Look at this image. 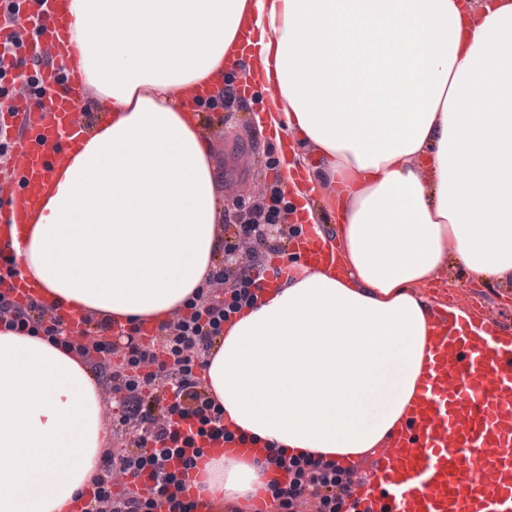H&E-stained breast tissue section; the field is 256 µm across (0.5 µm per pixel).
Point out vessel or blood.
Wrapping results in <instances>:
<instances>
[{
  "mask_svg": "<svg viewBox=\"0 0 512 512\" xmlns=\"http://www.w3.org/2000/svg\"><path fill=\"white\" fill-rule=\"evenodd\" d=\"M68 11L69 0H28L48 53L70 54L56 26ZM40 79L47 103L21 98L0 126V136L16 151L22 180L18 186L0 182V253L22 247L12 230L25 224L42 195L51 148L82 127L73 66L41 72ZM297 251L316 266L331 258L311 228ZM6 294L22 306L44 299L19 269ZM434 318L437 338L411 421L392 443L355 463L358 483L348 512H512V333L465 303L454 312L437 307ZM65 323L73 344L101 337L83 314L69 313Z\"/></svg>",
  "mask_w": 512,
  "mask_h": 512,
  "instance_id": "vessel-or-blood-1",
  "label": "vessel or blood"
}]
</instances>
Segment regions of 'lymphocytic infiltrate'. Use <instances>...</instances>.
<instances>
[{
	"label": "lymphocytic infiltrate",
	"instance_id": "f902f5d3",
	"mask_svg": "<svg viewBox=\"0 0 512 512\" xmlns=\"http://www.w3.org/2000/svg\"><path fill=\"white\" fill-rule=\"evenodd\" d=\"M280 187L270 190L269 204L241 214L238 235L254 242L252 264L244 270L217 267L211 283L232 280L225 295H202L184 314L160 323L154 341L145 343L129 337L124 345L98 341L93 359L100 381L119 393L122 403L116 436L119 449L106 450L98 473L91 480L92 497L87 512H154L157 500L168 503L170 512H194L185 496V470L196 467L209 439L223 436V413L216 401L201 388L198 368L204 367L215 341L224 334L231 314L256 301L255 289L268 254L279 244L266 234L269 227L284 223L289 208ZM0 321L14 330H40L61 345H68L61 323L35 307L15 305L0 293ZM120 365H112L113 355ZM151 372H144V365ZM277 465L286 466L289 481L272 485L278 512H300L309 504L312 512H343L357 482L353 469H339L316 459H292L276 455ZM130 477L149 472L153 485L149 495L112 490V472Z\"/></svg>",
	"mask_w": 512,
	"mask_h": 512
}]
</instances>
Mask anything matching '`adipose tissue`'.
<instances>
[{
  "instance_id": "ef3b65f1",
  "label": "adipose tissue",
  "mask_w": 512,
  "mask_h": 512,
  "mask_svg": "<svg viewBox=\"0 0 512 512\" xmlns=\"http://www.w3.org/2000/svg\"><path fill=\"white\" fill-rule=\"evenodd\" d=\"M70 17L109 118L53 146L24 272L59 311L125 329L183 311L224 222L201 110L246 66L265 125L297 135L279 180L333 259L292 263L225 323L201 379L266 458H210L201 490L267 491L278 449L342 464L383 447L449 255L512 284V0H71ZM317 183L343 186L338 224ZM111 445L86 360L0 327V512H64Z\"/></svg>"
}]
</instances>
